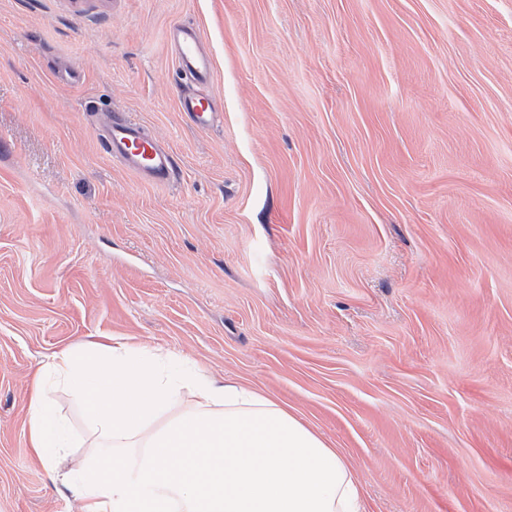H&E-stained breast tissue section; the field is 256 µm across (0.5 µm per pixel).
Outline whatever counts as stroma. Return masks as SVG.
Listing matches in <instances>:
<instances>
[{"mask_svg":"<svg viewBox=\"0 0 512 512\" xmlns=\"http://www.w3.org/2000/svg\"><path fill=\"white\" fill-rule=\"evenodd\" d=\"M113 112L174 180L104 152ZM103 336L273 397L366 512H512V0H0V512H78L31 392ZM167 39L175 47L179 71L197 87L179 99V110L187 114L197 128L206 129L213 124L217 112L215 100L207 90L213 64L203 48L202 36L196 28L182 27L170 29Z\"/></svg>","mask_w":512,"mask_h":512,"instance_id":"obj_1","label":"stroma"}]
</instances>
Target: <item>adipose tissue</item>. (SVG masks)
Segmentation results:
<instances>
[{"instance_id": "adipose-tissue-1", "label": "adipose tissue", "mask_w": 512, "mask_h": 512, "mask_svg": "<svg viewBox=\"0 0 512 512\" xmlns=\"http://www.w3.org/2000/svg\"><path fill=\"white\" fill-rule=\"evenodd\" d=\"M56 383L97 439L99 463L60 477L82 512H363L344 458L273 398L120 341L61 351L40 369L29 434L47 468L72 445ZM185 389L194 399L182 405Z\"/></svg>"}]
</instances>
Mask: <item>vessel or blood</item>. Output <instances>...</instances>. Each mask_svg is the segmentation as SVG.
I'll use <instances>...</instances> for the list:
<instances>
[{
	"mask_svg": "<svg viewBox=\"0 0 512 512\" xmlns=\"http://www.w3.org/2000/svg\"><path fill=\"white\" fill-rule=\"evenodd\" d=\"M168 40L175 48L179 71L194 85L179 100V110L187 114L200 129L210 127L216 115L215 101L208 92L213 75L212 60L203 48L198 29H170ZM104 151L128 170L151 184L169 183L175 173L173 155L128 116L112 114L107 124Z\"/></svg>",
	"mask_w": 512,
	"mask_h": 512,
	"instance_id": "b4317fda",
	"label": "vessel or blood"
}]
</instances>
